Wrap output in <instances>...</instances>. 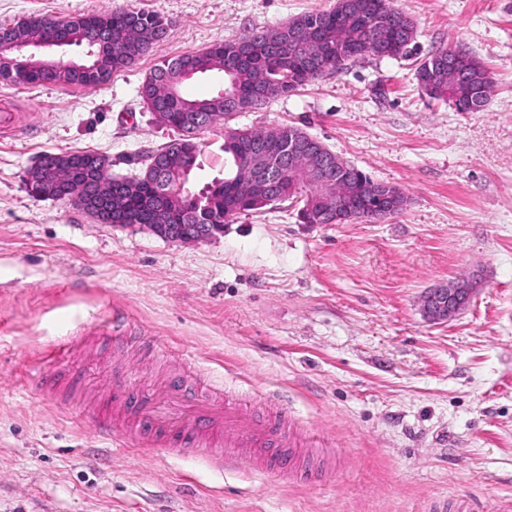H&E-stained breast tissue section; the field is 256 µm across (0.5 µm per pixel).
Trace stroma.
<instances>
[{
    "mask_svg": "<svg viewBox=\"0 0 512 512\" xmlns=\"http://www.w3.org/2000/svg\"><path fill=\"white\" fill-rule=\"evenodd\" d=\"M336 0H0L30 15L137 8L166 38L96 88L0 84V512H512V0H396L417 35L201 133L191 183L224 175V129L299 127L408 197L377 223L302 224L287 205L195 244L101 224L30 196L45 153L92 150L112 176L176 136L139 87L167 58L334 7ZM465 46L493 88L481 111L430 98L415 69ZM472 279L452 322L430 288ZM126 339L98 335L113 310ZM287 421L311 480L217 468L208 452L102 448L85 404L121 420L165 380Z\"/></svg>",
    "mask_w": 512,
    "mask_h": 512,
    "instance_id": "obj_1",
    "label": "stroma"
}]
</instances>
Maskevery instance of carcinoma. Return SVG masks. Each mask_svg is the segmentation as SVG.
<instances>
[{
    "label": "carcinoma",
    "mask_w": 512,
    "mask_h": 512,
    "mask_svg": "<svg viewBox=\"0 0 512 512\" xmlns=\"http://www.w3.org/2000/svg\"><path fill=\"white\" fill-rule=\"evenodd\" d=\"M383 8L393 17V36L403 44L414 40L415 25L409 14L396 6L394 0H338L329 10L312 11L283 25L285 31L300 29L312 19L321 26L330 59L326 65L340 70L349 64L336 57V52L348 44L363 46L364 52L376 54L379 45L365 32L356 16L366 5ZM167 24L162 16L136 9L92 13L76 17L30 16L10 27H0V78L18 87L42 84L60 86L98 87L108 82L112 73L135 65L148 55L153 47L166 37ZM242 38L216 43L206 51L186 53L165 59L144 78L140 89L152 95L147 109L161 123L178 132L180 142L186 132H203L218 118L231 115L234 109L259 108L269 101L286 95L288 75L295 71L293 44L288 37L280 41L269 40L249 59L241 60L239 46ZM12 43L77 46L86 50V63L60 61L47 64L48 58L37 53L33 56H15L7 50ZM438 54L452 55L453 62L443 59L436 66L421 63L415 71L416 79L428 95L451 102L457 85L465 83L483 98L490 92L492 80L486 67L467 49H438ZM219 73L223 88L215 95L191 99L181 93L183 83L191 78ZM288 126L271 132L251 129H231L224 135L234 139V150L225 151L229 160V173L206 186V193L194 197L178 189L174 182L160 185L153 171L141 170L118 183L124 197L127 214L140 224H191L202 206L203 224H227L242 213L262 209L305 195L302 204L315 205L321 199L336 202L343 190L361 196L371 187L379 186L365 173L361 182L347 186L333 184L327 188H304L303 175L297 170H281L266 189L267 196L260 199L244 192L237 159L247 162L262 154L267 145ZM201 149L189 141L185 149L173 155L167 164V173L178 175L200 166ZM69 153H61L58 166L48 177L29 169L24 185L27 192L37 198L56 199L65 191L77 207L89 204L99 194L97 180L80 175L68 162Z\"/></svg>",
    "instance_id": "1"
}]
</instances>
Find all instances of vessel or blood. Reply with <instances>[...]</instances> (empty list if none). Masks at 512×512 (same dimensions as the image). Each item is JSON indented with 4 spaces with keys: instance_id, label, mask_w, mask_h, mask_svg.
<instances>
[{
    "instance_id": "1",
    "label": "vessel or blood",
    "mask_w": 512,
    "mask_h": 512,
    "mask_svg": "<svg viewBox=\"0 0 512 512\" xmlns=\"http://www.w3.org/2000/svg\"><path fill=\"white\" fill-rule=\"evenodd\" d=\"M87 419L95 433L115 435L135 446L176 454L204 449L219 463L238 459L247 448L262 461L264 470L282 476L294 471L292 460L275 447L280 433L277 419L250 415L215 392L199 398L180 382L168 383L153 398L130 409L126 430L114 431L111 418L95 411L88 412Z\"/></svg>"
}]
</instances>
